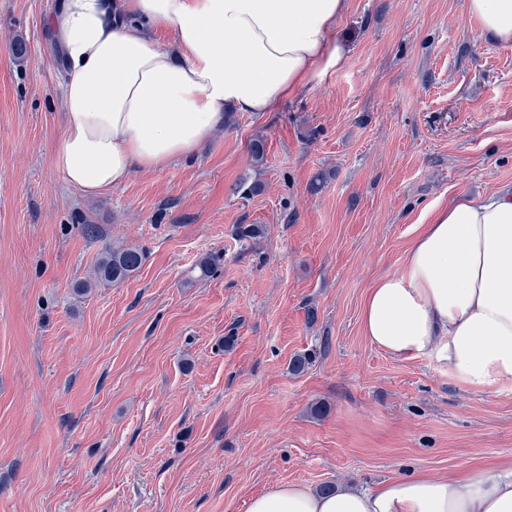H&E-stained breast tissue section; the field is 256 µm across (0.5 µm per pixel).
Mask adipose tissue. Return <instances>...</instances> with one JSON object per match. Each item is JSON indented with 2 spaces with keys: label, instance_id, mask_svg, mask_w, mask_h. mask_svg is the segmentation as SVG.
I'll list each match as a JSON object with an SVG mask.
<instances>
[{
  "label": "adipose tissue",
  "instance_id": "1",
  "mask_svg": "<svg viewBox=\"0 0 512 512\" xmlns=\"http://www.w3.org/2000/svg\"><path fill=\"white\" fill-rule=\"evenodd\" d=\"M512 44V0H467ZM349 0H62L48 28L65 66L62 178L93 195L190 160L227 112H270L348 60ZM169 31L172 46L156 41ZM364 335L397 358L446 362L472 387L512 382V190L457 198L419 225L400 273L362 303ZM248 512H512V466L466 478L419 472L373 490L282 484Z\"/></svg>",
  "mask_w": 512,
  "mask_h": 512
}]
</instances>
